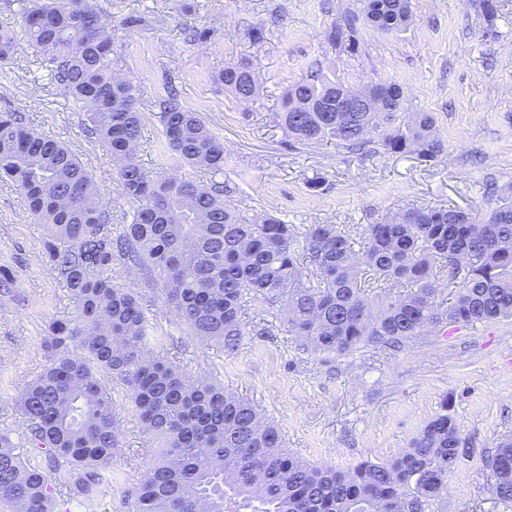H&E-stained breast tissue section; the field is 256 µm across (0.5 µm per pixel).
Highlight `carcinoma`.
I'll return each instance as SVG.
<instances>
[{
	"instance_id": "1",
	"label": "carcinoma",
	"mask_w": 512,
	"mask_h": 512,
	"mask_svg": "<svg viewBox=\"0 0 512 512\" xmlns=\"http://www.w3.org/2000/svg\"><path fill=\"white\" fill-rule=\"evenodd\" d=\"M100 0H26L21 27L51 78L85 112V131L118 164L132 221L112 235V214L92 174L56 138L0 113V180L24 195L48 232L46 259L76 303L72 321L49 327L44 371L20 410L29 447L0 433V503L10 512L82 506L112 485L121 432L110 384L130 393L147 431L161 443L141 477L136 512H432L447 496L448 473L467 455L448 404L388 460L347 471L314 466L284 448L279 429L251 402L191 378L153 352L155 329L112 264L146 272L191 335L233 354L245 335L244 299L276 307L308 351L336 358L399 351L439 326L512 317V198L484 213L410 207L366 225L361 242L340 224H290L264 216L245 224L222 182L160 177L136 160L143 138L141 91L117 73L112 28ZM410 0H362L326 33L355 36L361 21L390 34L404 28ZM18 52L0 27V64ZM240 101L257 93L249 66L229 62L216 76ZM370 90L383 112H320L354 88L320 71L288 89L281 120L299 145L334 141L351 151L383 149L433 161L444 143L429 112H407L396 84ZM312 107L297 111L298 105ZM162 133L187 166L224 170V143L198 114L170 96L156 102ZM385 284L371 295L367 277ZM497 500L512 503V441L486 459Z\"/></svg>"
}]
</instances>
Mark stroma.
Segmentation results:
<instances>
[{
	"instance_id": "obj_1",
	"label": "stroma",
	"mask_w": 512,
	"mask_h": 512,
	"mask_svg": "<svg viewBox=\"0 0 512 512\" xmlns=\"http://www.w3.org/2000/svg\"><path fill=\"white\" fill-rule=\"evenodd\" d=\"M108 0L112 49L121 72L139 85L144 138L137 158L163 175L195 174L232 188L228 203L248 222L265 213L305 228L340 224L360 236L367 224L409 206L487 209V185L512 193V0H496L486 25L477 0H411L409 25L385 35L364 26L355 40L330 45L324 33L356 0ZM144 17L128 30L124 21ZM214 36L189 43L184 31ZM248 62L258 93L242 102L215 80L225 63ZM347 86L394 82L409 112H430L445 144L433 161L385 151L358 155L333 142L302 146L281 125L280 102L311 71ZM175 85L184 106L224 143L220 175L191 171L167 146L153 101ZM76 153L94 175L113 224L131 220L117 165L82 123L83 112L50 78L41 54L20 40L14 64L0 67V112ZM46 231L30 217L15 186L0 181V268L14 281L0 290V432L26 443L20 399L46 366L49 325L77 315L45 258ZM115 283L139 292L157 330L155 352L194 377L223 384L276 424L289 450L341 470L363 459H388L406 448L440 409L460 427L470 454L448 475V496L435 512H512L498 501L485 459L512 439V318L432 330L395 355L342 359L303 350L277 309L246 302L245 336L225 355L190 336L146 283L142 271L112 267ZM112 401L123 451L112 485L71 512H132L139 480L157 444L144 430L121 383Z\"/></svg>"
}]
</instances>
